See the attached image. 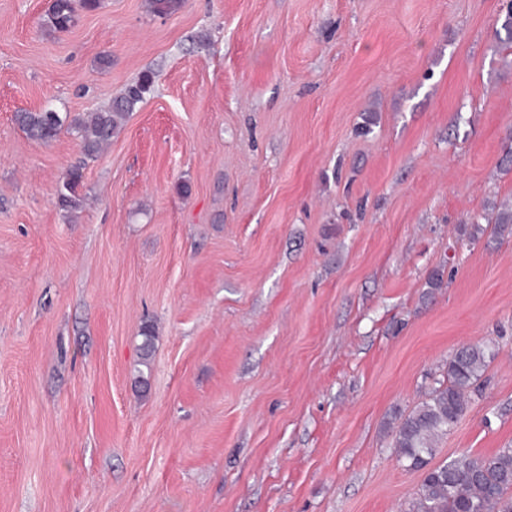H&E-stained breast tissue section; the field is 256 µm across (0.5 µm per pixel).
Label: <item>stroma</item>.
<instances>
[{
  "instance_id": "1",
  "label": "stroma",
  "mask_w": 512,
  "mask_h": 512,
  "mask_svg": "<svg viewBox=\"0 0 512 512\" xmlns=\"http://www.w3.org/2000/svg\"><path fill=\"white\" fill-rule=\"evenodd\" d=\"M505 6L103 0L51 34L0 0V512H408L395 417L468 344L435 459L512 447ZM145 74L64 212L78 139L15 114ZM83 165H74L68 168L61 176L57 189V202L62 210L75 211L84 205L81 194L83 182Z\"/></svg>"
}]
</instances>
